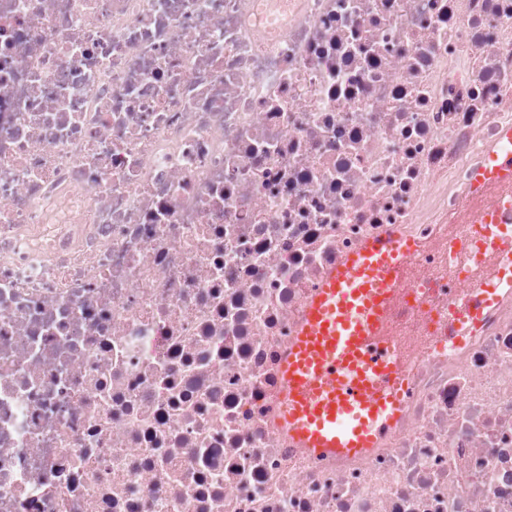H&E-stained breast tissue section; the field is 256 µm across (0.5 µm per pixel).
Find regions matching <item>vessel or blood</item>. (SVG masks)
<instances>
[{"label": "vessel or blood", "instance_id": "obj_1", "mask_svg": "<svg viewBox=\"0 0 512 512\" xmlns=\"http://www.w3.org/2000/svg\"><path fill=\"white\" fill-rule=\"evenodd\" d=\"M491 189L477 215L490 224L486 269L459 292L457 335L512 293V126L478 171ZM415 241L387 236L364 243L332 269L310 297L281 362L278 426L297 447L352 455L372 448L400 409L404 360L387 316L406 286Z\"/></svg>", "mask_w": 512, "mask_h": 512}]
</instances>
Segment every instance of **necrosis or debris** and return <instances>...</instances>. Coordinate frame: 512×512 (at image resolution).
<instances>
[{
  "instance_id": "4bbe7bcc",
  "label": "necrosis or debris",
  "mask_w": 512,
  "mask_h": 512,
  "mask_svg": "<svg viewBox=\"0 0 512 512\" xmlns=\"http://www.w3.org/2000/svg\"><path fill=\"white\" fill-rule=\"evenodd\" d=\"M512 0H0V512H512V296L463 338ZM424 243L381 447L274 426L314 288Z\"/></svg>"
}]
</instances>
